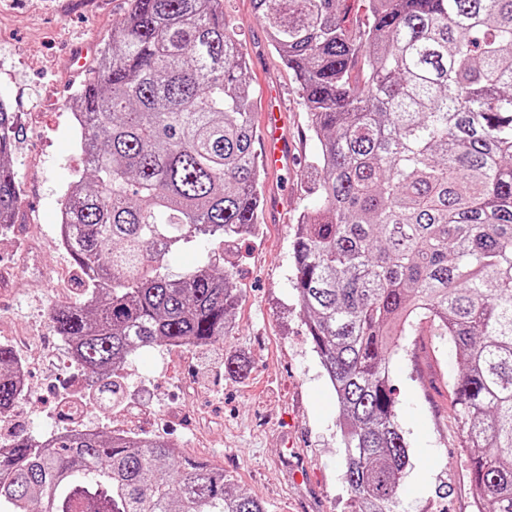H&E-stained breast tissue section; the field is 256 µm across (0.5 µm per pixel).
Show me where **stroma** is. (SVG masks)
<instances>
[{
	"label": "stroma",
	"instance_id": "stroma-1",
	"mask_svg": "<svg viewBox=\"0 0 512 512\" xmlns=\"http://www.w3.org/2000/svg\"><path fill=\"white\" fill-rule=\"evenodd\" d=\"M129 7L130 0H0V99L15 117L11 166L20 187L16 220L0 231V343L28 354L31 387L0 422V441L89 422L107 434L163 438L184 455L223 467L231 487L267 512H351L339 405L291 283L296 223L317 200L308 163L319 143L252 0H224V20L248 53L254 123L263 118L264 90L282 92L297 161L264 173L254 236L224 249L193 242L167 261L173 274L206 256L232 270L241 290L233 330L205 350L164 344L140 350L123 366L119 406L66 414L64 394L89 389L87 371L51 353L50 311L83 298L79 270L54 243L60 195L84 168L70 109ZM401 344L390 363L410 456L399 512H476L451 411L460 357L425 323ZM229 354L247 358L248 379L225 374ZM290 444L308 470L306 480L280 464Z\"/></svg>",
	"mask_w": 512,
	"mask_h": 512
}]
</instances>
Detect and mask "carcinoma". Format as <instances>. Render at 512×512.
<instances>
[{
	"label": "carcinoma",
	"mask_w": 512,
	"mask_h": 512,
	"mask_svg": "<svg viewBox=\"0 0 512 512\" xmlns=\"http://www.w3.org/2000/svg\"><path fill=\"white\" fill-rule=\"evenodd\" d=\"M348 2L254 0L320 143L293 288L339 404L353 512H397L409 457L389 361L424 322L465 364L453 403L479 512H512V0H368L361 25ZM246 69L224 0H131L76 99L89 176L60 209L93 301L59 305L50 322L103 408L119 404L136 350L204 348L232 328L230 270L172 275L164 261L257 226ZM13 142L0 101V227L18 209ZM16 364L0 344V414L19 402ZM0 512L265 508L159 438L65 431L8 441Z\"/></svg>",
	"instance_id": "obj_1"
}]
</instances>
